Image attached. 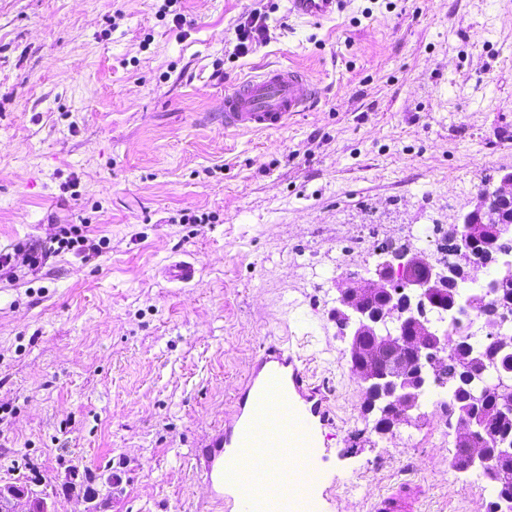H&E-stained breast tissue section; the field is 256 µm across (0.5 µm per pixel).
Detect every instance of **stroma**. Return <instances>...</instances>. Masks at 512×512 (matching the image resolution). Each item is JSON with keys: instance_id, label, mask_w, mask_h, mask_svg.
<instances>
[{"instance_id": "1", "label": "stroma", "mask_w": 512, "mask_h": 512, "mask_svg": "<svg viewBox=\"0 0 512 512\" xmlns=\"http://www.w3.org/2000/svg\"><path fill=\"white\" fill-rule=\"evenodd\" d=\"M257 12L269 38L235 56ZM267 66L317 105L225 130V89ZM510 168L512 0H0V251L80 222L108 241L0 276V479L55 484L57 512H226L193 451L280 343L336 417L324 512L407 480L420 512H488L433 403L391 435L364 418L329 311L379 246L434 251ZM181 261L193 282L166 276ZM341 0H288V12L310 18H326L336 12Z\"/></svg>"}]
</instances>
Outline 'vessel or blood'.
<instances>
[{"instance_id": "vessel-or-blood-1", "label": "vessel or blood", "mask_w": 512, "mask_h": 512, "mask_svg": "<svg viewBox=\"0 0 512 512\" xmlns=\"http://www.w3.org/2000/svg\"><path fill=\"white\" fill-rule=\"evenodd\" d=\"M340 0H288L289 13L326 18ZM318 90L307 73L275 67L224 92V127L256 132L283 127L309 111ZM335 416L325 389L312 382L302 356L272 344L253 360L224 417V428L195 451L199 478L228 500L231 512H322L320 478L293 473L295 458L320 470ZM418 488L404 484L374 498L370 512H417Z\"/></svg>"}]
</instances>
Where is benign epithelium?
Wrapping results in <instances>:
<instances>
[{
    "label": "benign epithelium",
    "mask_w": 512,
    "mask_h": 512,
    "mask_svg": "<svg viewBox=\"0 0 512 512\" xmlns=\"http://www.w3.org/2000/svg\"><path fill=\"white\" fill-rule=\"evenodd\" d=\"M466 228L486 242L488 264L496 267L489 283L495 289L512 282V253L504 243L512 241V170L504 173L494 188L480 189L472 209L462 214L451 230ZM469 250L457 243L443 256L409 247L384 249L373 274L355 275L338 284L332 316L347 338L350 370L372 401H382L391 410L384 424L393 430L420 411L432 389H447L443 372L448 358V326L434 315L446 302L437 289L450 283L461 285L478 277ZM512 324V307L501 306L483 317L487 339L497 341ZM483 424L476 419L457 424L455 448L460 472L478 469L487 481L512 468V445L497 446L495 465H490L484 444ZM48 489L34 491L0 483V512H19L14 501L27 498V512H52Z\"/></svg>",
    "instance_id": "7a95c632"
}]
</instances>
